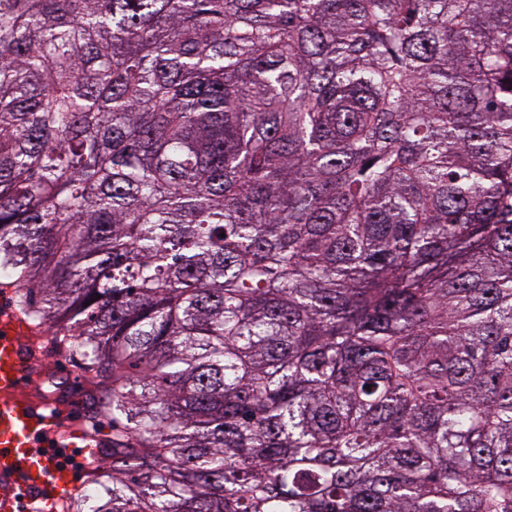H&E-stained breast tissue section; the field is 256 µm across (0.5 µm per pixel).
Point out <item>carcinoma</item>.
Returning a JSON list of instances; mask_svg holds the SVG:
<instances>
[{"label":"carcinoma","mask_w":512,"mask_h":512,"mask_svg":"<svg viewBox=\"0 0 512 512\" xmlns=\"http://www.w3.org/2000/svg\"><path fill=\"white\" fill-rule=\"evenodd\" d=\"M0 277L67 512H512V0H0Z\"/></svg>","instance_id":"cac0c4a2"}]
</instances>
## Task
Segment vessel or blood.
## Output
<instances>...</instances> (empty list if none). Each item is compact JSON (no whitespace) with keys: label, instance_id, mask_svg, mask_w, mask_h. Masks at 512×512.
<instances>
[{"label":"vessel or blood","instance_id":"obj_1","mask_svg":"<svg viewBox=\"0 0 512 512\" xmlns=\"http://www.w3.org/2000/svg\"><path fill=\"white\" fill-rule=\"evenodd\" d=\"M26 333L17 315L0 313V512H63L74 482L56 448L82 443L90 468L103 443L71 418V400L31 394Z\"/></svg>","mask_w":512,"mask_h":512}]
</instances>
